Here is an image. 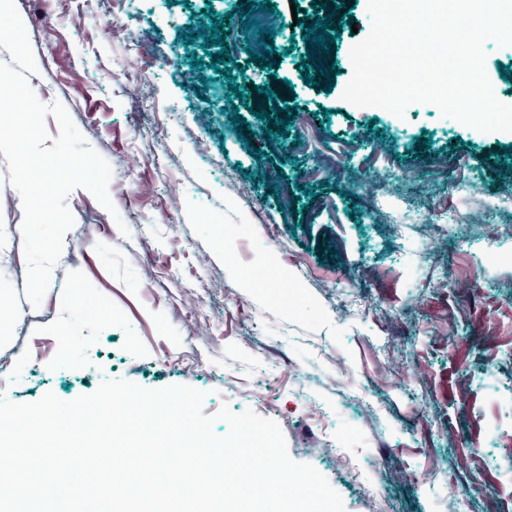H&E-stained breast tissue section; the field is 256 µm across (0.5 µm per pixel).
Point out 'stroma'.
Returning <instances> with one entry per match:
<instances>
[{
	"label": "stroma",
	"mask_w": 512,
	"mask_h": 512,
	"mask_svg": "<svg viewBox=\"0 0 512 512\" xmlns=\"http://www.w3.org/2000/svg\"><path fill=\"white\" fill-rule=\"evenodd\" d=\"M272 2L278 65L264 70L231 14L241 0H15L38 67L30 85L110 164L115 209L70 194L74 224L32 306L22 203L0 156V304L19 316L0 330L6 395L188 385L206 392V413L225 404L277 422L290 458L323 475L345 512H448L452 494L461 512H512V244L495 242L512 224V133L476 131L431 104L400 118L342 100L349 51L370 31L367 0H344L333 89L305 83L301 23L335 0ZM208 7L229 21L243 97L191 64L208 57L185 41ZM108 12L160 55L110 39ZM486 52L497 98L512 104V46ZM261 86L294 109L286 133L252 115ZM237 117L249 136L235 134ZM381 171L417 193L373 182ZM493 197L504 207L471 238L467 213ZM379 207L397 232L371 222ZM422 218L434 249L415 232ZM452 323L463 337L449 336ZM395 359L405 378L389 375Z\"/></svg>",
	"instance_id": "obj_1"
}]
</instances>
